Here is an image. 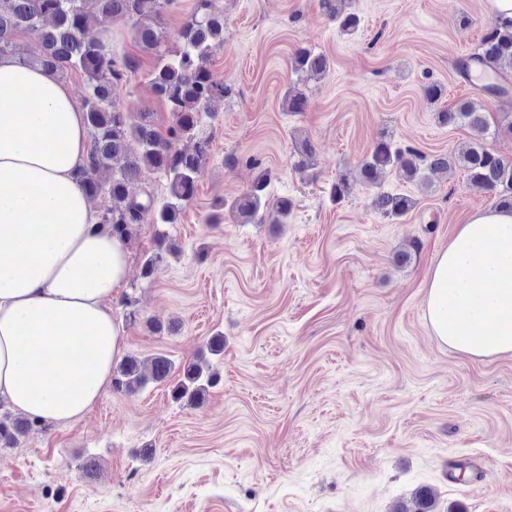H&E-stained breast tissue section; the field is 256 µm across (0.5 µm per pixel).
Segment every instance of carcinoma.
Wrapping results in <instances>:
<instances>
[{"mask_svg":"<svg viewBox=\"0 0 512 512\" xmlns=\"http://www.w3.org/2000/svg\"><path fill=\"white\" fill-rule=\"evenodd\" d=\"M84 0H0V56L12 55L23 66H39L62 78L71 70L84 73L86 95L84 109L89 130L88 160L78 172L85 194L93 199L104 196L100 223L122 239L130 236L136 224H175L185 205L195 194L196 185L210 155L211 137L204 133L207 121L214 119L213 105L229 97L232 87L213 79L209 63L214 46L224 43V12L201 0L180 31V46L165 48L167 42L164 16L177 8L178 0H95L97 13L84 11ZM324 14L345 35L358 32L360 18L346 7V0H319ZM130 21L134 38L141 49L152 55L151 73L154 93L166 105L172 123L166 132L158 130L152 113L138 117L123 111L114 100V88L126 80L136 67L128 55H107L94 29L101 24ZM19 33L35 36L41 53L35 58L16 51ZM296 84L282 97L287 112H302L307 104L300 83L316 80L331 67L323 53L299 47L290 57ZM475 68L489 71L481 87L497 98L512 96V82L503 72L512 70V19H498L482 37L477 52L457 64L458 73L467 78ZM442 126L465 127L471 141L462 151L452 154H426L412 146L398 147L383 135L373 144L360 167V180L371 186L380 175L396 170L409 181L423 180L428 171L452 173L460 168L466 173L468 189L491 196L498 205L512 209V160L485 145L489 123L472 100H465L437 112ZM145 169L164 177L167 193L161 200L147 194L145 201L130 195V187ZM269 174L259 171L250 187L231 201L219 204L209 223L223 222L226 208L240 224H286L293 211L287 197L271 198ZM351 185L340 177L329 187L331 201L340 203L350 193ZM374 206L385 219L399 220L416 207L408 195L381 191ZM159 251L144 260L143 275L152 274L164 261L169 249L166 234L158 235ZM173 362L156 355L149 368L135 356H127L113 368L112 385L118 391L135 394L149 384L167 381ZM218 381L210 360L202 355L188 364L173 384L171 396L186 405H197ZM35 423L19 419L10 412H0V447L10 448L25 436Z\"/></svg>","mask_w":512,"mask_h":512,"instance_id":"1","label":"carcinoma"}]
</instances>
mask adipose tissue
<instances>
[{
    "instance_id": "ef3b65f1",
    "label": "adipose tissue",
    "mask_w": 512,
    "mask_h": 512,
    "mask_svg": "<svg viewBox=\"0 0 512 512\" xmlns=\"http://www.w3.org/2000/svg\"><path fill=\"white\" fill-rule=\"evenodd\" d=\"M87 152L71 86L0 56V400L38 424L80 421L124 349L112 304L128 256L77 179ZM424 315L463 354L512 353V210L493 205L460 225L434 259Z\"/></svg>"
}]
</instances>
